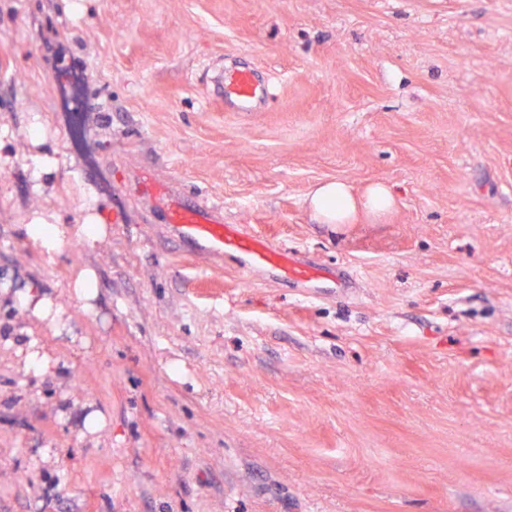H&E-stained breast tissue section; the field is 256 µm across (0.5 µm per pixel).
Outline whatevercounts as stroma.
I'll list each match as a JSON object with an SVG mask.
<instances>
[{
  "mask_svg": "<svg viewBox=\"0 0 512 512\" xmlns=\"http://www.w3.org/2000/svg\"><path fill=\"white\" fill-rule=\"evenodd\" d=\"M141 170L345 291L192 253ZM330 178L396 205L317 223ZM1 324L0 512H512V0H0ZM216 88L210 99L231 112H252L269 92V84L262 82L252 68L245 66L221 71ZM37 224H27L29 233L38 240L41 246L49 251L55 250L67 233L63 224H48L44 219H38Z\"/></svg>",
  "mask_w": 512,
  "mask_h": 512,
  "instance_id": "35a3bbf8",
  "label": "stroma"
}]
</instances>
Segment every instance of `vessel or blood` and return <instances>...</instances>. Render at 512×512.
Wrapping results in <instances>:
<instances>
[{
    "instance_id": "obj_1",
    "label": "vessel or blood",
    "mask_w": 512,
    "mask_h": 512,
    "mask_svg": "<svg viewBox=\"0 0 512 512\" xmlns=\"http://www.w3.org/2000/svg\"><path fill=\"white\" fill-rule=\"evenodd\" d=\"M268 92V83L262 82L252 68L238 66L221 72L213 101L233 112H250ZM137 184L143 200L161 214L193 252L209 256L230 253L245 267L268 269L287 282L316 285L325 281L322 269L299 262L265 237L244 232L240 225L225 223L221 204L158 182L146 172L139 173Z\"/></svg>"
}]
</instances>
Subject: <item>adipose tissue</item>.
Wrapping results in <instances>:
<instances>
[{"label": "adipose tissue", "instance_id": "1", "mask_svg": "<svg viewBox=\"0 0 512 512\" xmlns=\"http://www.w3.org/2000/svg\"><path fill=\"white\" fill-rule=\"evenodd\" d=\"M307 203L318 223L353 224L364 216H384L392 209L395 196L382 182L371 183L357 192L345 181L329 180L310 192Z\"/></svg>", "mask_w": 512, "mask_h": 512}]
</instances>
